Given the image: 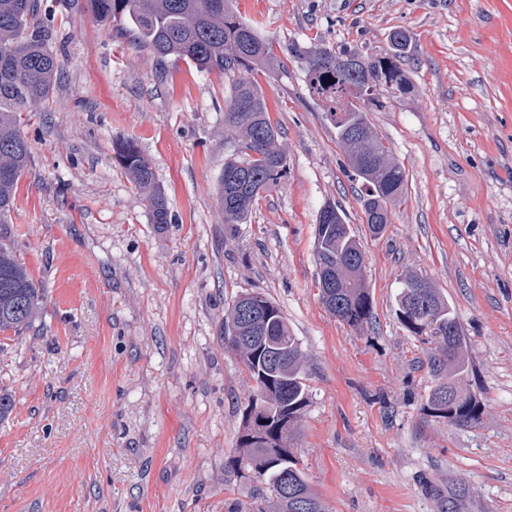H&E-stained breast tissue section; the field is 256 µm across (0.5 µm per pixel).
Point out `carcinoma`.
<instances>
[{
  "label": "carcinoma",
  "instance_id": "1",
  "mask_svg": "<svg viewBox=\"0 0 512 512\" xmlns=\"http://www.w3.org/2000/svg\"><path fill=\"white\" fill-rule=\"evenodd\" d=\"M86 9L97 23L128 25L135 32V47L160 67L182 60L232 79L224 104V129L232 136L219 198L224 223H244L257 197L278 182L286 167L279 127L270 118L263 90L246 76L259 67L275 70L272 41L242 19L233 0H86ZM390 41V51L380 55L288 47V56L303 64L309 93L324 103L348 166L361 180L358 202L373 236L391 223L406 181L405 169L367 117L377 105L378 89L398 97L409 88L402 61L411 38L397 30ZM52 42L41 0H0V333L22 332L39 311L40 289L17 257L8 228L18 181L31 161L23 127L31 113L48 107L60 76ZM114 152L143 193L152 222L169 223L165 191L138 144L120 139ZM315 262L333 280L330 297L322 300L330 314L350 327L369 323L373 299L364 279V252L334 204L321 209L315 225ZM400 284L403 325L422 335L426 310L437 322L429 355L436 382L425 410L468 427L479 419L481 405L460 387L470 364L456 315L425 277L408 274ZM224 348L254 382L234 454L225 462L229 477L250 488L249 503L237 512H326L293 453L309 389L302 350L281 309L261 293L239 295L224 313Z\"/></svg>",
  "mask_w": 512,
  "mask_h": 512
}]
</instances>
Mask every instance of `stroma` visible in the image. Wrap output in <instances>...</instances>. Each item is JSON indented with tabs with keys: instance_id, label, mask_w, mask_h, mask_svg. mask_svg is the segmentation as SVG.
<instances>
[{
	"instance_id": "1",
	"label": "stroma",
	"mask_w": 512,
	"mask_h": 512,
	"mask_svg": "<svg viewBox=\"0 0 512 512\" xmlns=\"http://www.w3.org/2000/svg\"><path fill=\"white\" fill-rule=\"evenodd\" d=\"M85 0H43L61 79L24 128L32 157L9 228L43 290L32 328L0 337V512H234L224 469L254 386L224 348V313L260 292L305 356L297 456L327 512H512V0H234L275 43L253 71L286 168L242 224L217 190L228 78L158 72L131 32ZM413 49L410 89L368 118L405 169L372 236L359 183L290 45ZM133 139L164 189L153 224L115 158ZM341 208L365 253L374 318L355 329L319 299L315 224ZM429 279L460 323L481 403L459 428L427 416L428 336L396 316L403 273Z\"/></svg>"
}]
</instances>
